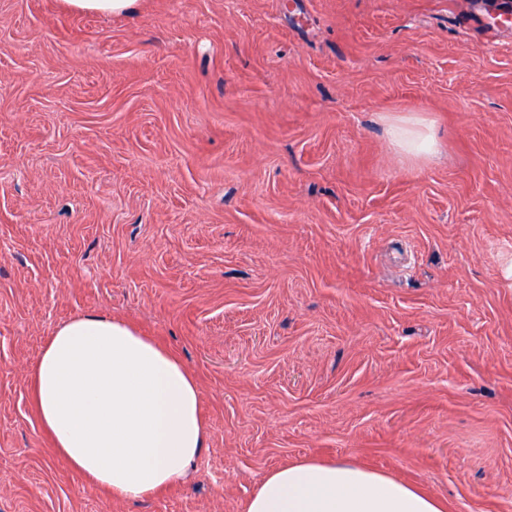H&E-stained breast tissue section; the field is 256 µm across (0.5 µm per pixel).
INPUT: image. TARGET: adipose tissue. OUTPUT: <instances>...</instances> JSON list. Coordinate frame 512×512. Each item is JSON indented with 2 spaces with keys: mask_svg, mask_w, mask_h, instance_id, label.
Masks as SVG:
<instances>
[{
  "mask_svg": "<svg viewBox=\"0 0 512 512\" xmlns=\"http://www.w3.org/2000/svg\"><path fill=\"white\" fill-rule=\"evenodd\" d=\"M395 143L441 154L426 119L395 122ZM29 399L53 451L117 500L160 495L206 443L195 375L167 346L103 315L75 318L48 340ZM246 512H445L439 500L348 461L305 460L265 474Z\"/></svg>",
  "mask_w": 512,
  "mask_h": 512,
  "instance_id": "obj_1",
  "label": "adipose tissue"
}]
</instances>
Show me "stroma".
<instances>
[{
  "label": "stroma",
  "mask_w": 512,
  "mask_h": 512,
  "mask_svg": "<svg viewBox=\"0 0 512 512\" xmlns=\"http://www.w3.org/2000/svg\"><path fill=\"white\" fill-rule=\"evenodd\" d=\"M424 117L436 162L388 120ZM195 374L207 446L115 500L29 403L60 325ZM346 460L512 512V21L483 0H0V512H245ZM62 2L75 12L118 15L133 10L138 0H62Z\"/></svg>",
  "instance_id": "stroma-1"
}]
</instances>
